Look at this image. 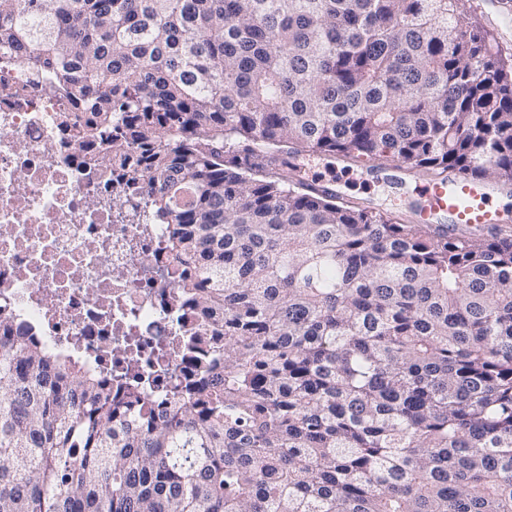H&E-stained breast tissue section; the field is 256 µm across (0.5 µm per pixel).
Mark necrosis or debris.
Masks as SVG:
<instances>
[{"mask_svg":"<svg viewBox=\"0 0 512 512\" xmlns=\"http://www.w3.org/2000/svg\"><path fill=\"white\" fill-rule=\"evenodd\" d=\"M69 109L26 64L0 60V313L158 406L202 377L187 360L191 337L220 349L224 328L167 277L165 228L148 223V199L127 196L62 134Z\"/></svg>","mask_w":512,"mask_h":512,"instance_id":"4bbe7bcc","label":"necrosis or debris"}]
</instances>
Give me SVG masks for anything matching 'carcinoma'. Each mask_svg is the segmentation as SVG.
<instances>
[{"label":"carcinoma","mask_w":512,"mask_h":512,"mask_svg":"<svg viewBox=\"0 0 512 512\" xmlns=\"http://www.w3.org/2000/svg\"><path fill=\"white\" fill-rule=\"evenodd\" d=\"M166 228L224 322L167 409L0 315V512H512V235L272 178L512 183V64L466 0H0V58ZM293 163L297 167L293 173L295 178L323 184L345 200L361 206L405 213L413 210L414 202L425 204L419 194L417 175L421 173L418 172L389 168L376 177L337 155L300 156Z\"/></svg>","instance_id":"carcinoma-1"}]
</instances>
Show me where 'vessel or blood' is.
<instances>
[{"label": "vessel or blood", "mask_w": 512, "mask_h": 512, "mask_svg": "<svg viewBox=\"0 0 512 512\" xmlns=\"http://www.w3.org/2000/svg\"><path fill=\"white\" fill-rule=\"evenodd\" d=\"M494 186L465 174L451 175L447 183L425 178L426 206L415 215L419 224L432 223L435 214L444 213L452 223L492 229L506 216L493 204Z\"/></svg>", "instance_id": "b4317fda"}]
</instances>
